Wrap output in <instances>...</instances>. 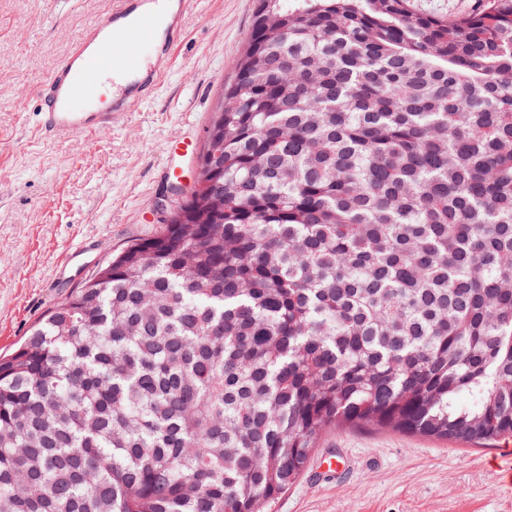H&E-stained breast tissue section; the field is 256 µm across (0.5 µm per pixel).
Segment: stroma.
Listing matches in <instances>:
<instances>
[{"label":"stroma","mask_w":512,"mask_h":512,"mask_svg":"<svg viewBox=\"0 0 512 512\" xmlns=\"http://www.w3.org/2000/svg\"><path fill=\"white\" fill-rule=\"evenodd\" d=\"M113 0H0V354L49 310L148 237L191 191L254 0H196L171 66L151 97L111 129L54 139L38 127L35 92ZM181 163L182 182H165ZM512 440L458 445L387 429L326 431L303 475L264 512H512Z\"/></svg>","instance_id":"1"}]
</instances>
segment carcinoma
I'll return each mask as SVG.
<instances>
[{
  "instance_id": "obj_1",
  "label": "carcinoma",
  "mask_w": 512,
  "mask_h": 512,
  "mask_svg": "<svg viewBox=\"0 0 512 512\" xmlns=\"http://www.w3.org/2000/svg\"><path fill=\"white\" fill-rule=\"evenodd\" d=\"M216 174L0 357V512H262L343 426L512 438V0H257ZM476 3V0H413L417 11L448 19L470 10Z\"/></svg>"
}]
</instances>
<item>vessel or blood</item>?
I'll list each match as a JSON object with an SVG mask.
<instances>
[{
  "mask_svg": "<svg viewBox=\"0 0 512 512\" xmlns=\"http://www.w3.org/2000/svg\"><path fill=\"white\" fill-rule=\"evenodd\" d=\"M193 0H114L38 88L40 126L54 137L97 134L146 99L168 70Z\"/></svg>",
  "mask_w": 512,
  "mask_h": 512,
  "instance_id": "1",
  "label": "vessel or blood"
}]
</instances>
